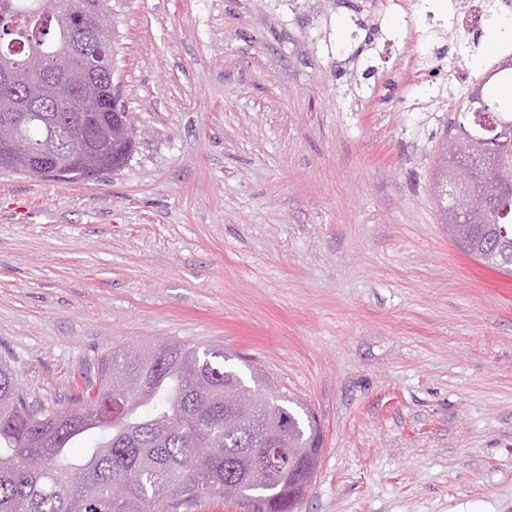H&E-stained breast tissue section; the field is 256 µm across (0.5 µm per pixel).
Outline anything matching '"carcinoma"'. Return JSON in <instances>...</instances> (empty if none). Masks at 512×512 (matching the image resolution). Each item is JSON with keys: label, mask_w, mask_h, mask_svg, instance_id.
Listing matches in <instances>:
<instances>
[{"label": "carcinoma", "mask_w": 512, "mask_h": 512, "mask_svg": "<svg viewBox=\"0 0 512 512\" xmlns=\"http://www.w3.org/2000/svg\"><path fill=\"white\" fill-rule=\"evenodd\" d=\"M80 0H0V53L22 61L31 54L53 59L64 51L58 16ZM112 63V36L75 60L86 70L103 110L87 120L85 142L101 150L102 170H118L128 161L132 136L112 139L119 122L112 88L99 75ZM483 80L480 99L465 95L455 102L458 118L448 125V138L478 144L496 132L512 129V68L493 89ZM80 104L56 105L54 123L39 120L26 126L34 146L51 138L66 146ZM14 117L12 90L0 85V123ZM485 209L483 224H450L463 247L483 262L512 269V195L478 186ZM220 348L200 350L185 344L159 370L146 371L143 360L123 346L100 361L98 381L122 384L145 376L146 391L113 408L105 395L80 388L67 409L80 418L67 427L54 426L60 407L30 403L20 391L12 368L0 362V408L14 409L0 418V512H167L169 508L210 494H224V479L237 496H254L265 512H293L298 492L314 479L311 458L319 456L322 434L314 413L301 401L269 389L264 374L252 369L245 380L226 365ZM276 444L278 476L264 484L250 473V455L263 439ZM209 444L213 456L196 448ZM44 457L41 471L30 456Z\"/></svg>", "instance_id": "carcinoma-1"}]
</instances>
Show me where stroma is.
Masks as SVG:
<instances>
[{
	"instance_id": "35a3bbf8",
	"label": "stroma",
	"mask_w": 512,
	"mask_h": 512,
	"mask_svg": "<svg viewBox=\"0 0 512 512\" xmlns=\"http://www.w3.org/2000/svg\"><path fill=\"white\" fill-rule=\"evenodd\" d=\"M107 3L127 165L0 168V360L30 401L115 347L217 346L319 421L296 512H512V295L448 234L424 91L503 41L466 54L443 0Z\"/></svg>"
}]
</instances>
